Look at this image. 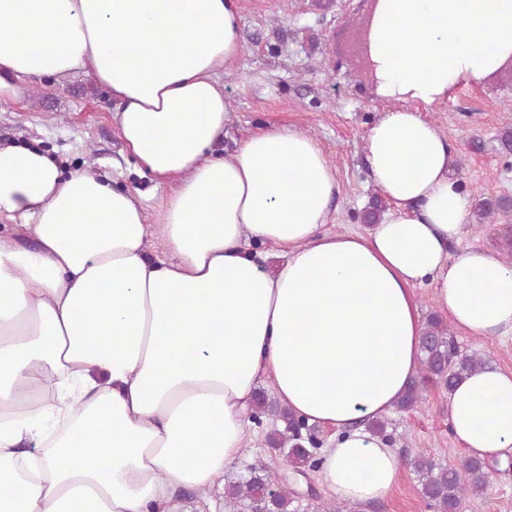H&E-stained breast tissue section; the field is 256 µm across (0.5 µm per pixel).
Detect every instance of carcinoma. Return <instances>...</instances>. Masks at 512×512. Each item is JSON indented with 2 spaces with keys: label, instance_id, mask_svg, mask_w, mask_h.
<instances>
[{
  "label": "carcinoma",
  "instance_id": "carcinoma-1",
  "mask_svg": "<svg viewBox=\"0 0 512 512\" xmlns=\"http://www.w3.org/2000/svg\"><path fill=\"white\" fill-rule=\"evenodd\" d=\"M420 350L421 378L413 381L402 395L398 403L401 411L419 403L424 384L431 383L450 392L465 377L487 366L483 358L463 353L447 325L436 317L430 318L425 326ZM265 415L282 422V428L273 430L268 440L282 453L284 462L301 476L317 472L321 445L308 435L310 426L260 390L254 397L251 419L260 425ZM409 466L417 474L420 493L431 512H460L465 498L486 485L488 464L479 458H470L461 467L453 468L418 453L409 459ZM270 487L266 466L259 460L250 465L247 475L225 486V497L241 512H301L294 507L296 489L290 482L273 491Z\"/></svg>",
  "mask_w": 512,
  "mask_h": 512
}]
</instances>
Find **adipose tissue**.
Wrapping results in <instances>:
<instances>
[{
    "label": "adipose tissue",
    "mask_w": 512,
    "mask_h": 512,
    "mask_svg": "<svg viewBox=\"0 0 512 512\" xmlns=\"http://www.w3.org/2000/svg\"><path fill=\"white\" fill-rule=\"evenodd\" d=\"M241 24L239 0H0V101L93 74L138 171L171 189L152 227L111 174L0 145V512H185L180 490L223 486L243 456L265 381L330 430L326 490L367 505L402 476L357 423L418 376L416 286L455 327L512 335V266L462 245L471 199L418 111L512 59V0H378L389 107L364 151L387 210L364 233L324 232L339 183L313 137L272 126L216 153ZM448 425L467 456L512 453V371L467 376Z\"/></svg>",
    "instance_id": "1"
}]
</instances>
